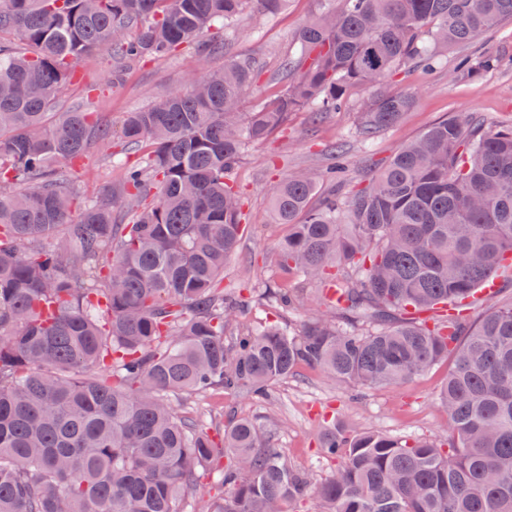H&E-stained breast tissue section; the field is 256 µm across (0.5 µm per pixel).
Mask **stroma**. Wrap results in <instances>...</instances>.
Here are the masks:
<instances>
[{
  "label": "stroma",
  "mask_w": 512,
  "mask_h": 512,
  "mask_svg": "<svg viewBox=\"0 0 512 512\" xmlns=\"http://www.w3.org/2000/svg\"><path fill=\"white\" fill-rule=\"evenodd\" d=\"M315 0H288L281 14L268 17L258 12L252 0L243 6L236 32L226 35L224 55L202 58L192 48L178 50L164 60L145 59L115 69L112 50L103 46L79 59L73 80L58 92L62 111L96 113L111 136L95 142L86 157L72 167L71 176L86 196L101 194L120 177L109 156L122 149L121 126L127 113L165 97L184 86L201 65L223 66L225 57H254L262 74L244 94L241 112L253 111L278 86L279 63L287 53L295 31L308 19ZM479 52L512 55V20L502 21L466 45L443 54L433 71L413 69L399 76V87L413 91L415 106L395 126L362 145L354 133L355 112L367 96L364 87L349 90L347 109L312 122L309 113H294L287 125L268 140L251 145L232 178L245 198V233L235 255L224 267L225 288L243 292L252 303L237 319V327L266 320L299 328L316 312L318 294L300 279H284L273 258L277 242L287 233L276 222L270 201L273 187L286 174L306 171L322 176L332 162L335 148H343L356 183L366 184L375 169L408 140L429 129L452 112H473L491 125L512 124V69L490 70L477 79L457 82L451 77L459 60ZM119 83H106L110 74ZM267 288H288L303 294L305 304L292 314L264 297ZM448 373L440 365L412 382L367 390L357 400L349 388L317 369L303 367L276 383L269 396L214 389L193 398L182 413L203 425H227L240 418L260 422L274 420L272 443L293 468L308 473L316 483L327 479L334 466L323 457L319 437L327 420L348 428H367L394 436L441 438L446 436L448 417L439 403V391Z\"/></svg>",
  "instance_id": "1"
}]
</instances>
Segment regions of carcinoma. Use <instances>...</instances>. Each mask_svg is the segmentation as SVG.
<instances>
[{
  "instance_id": "1",
  "label": "carcinoma",
  "mask_w": 512,
  "mask_h": 512,
  "mask_svg": "<svg viewBox=\"0 0 512 512\" xmlns=\"http://www.w3.org/2000/svg\"><path fill=\"white\" fill-rule=\"evenodd\" d=\"M316 2L275 94L243 119L259 61L202 71L201 89L127 113L122 138L142 161L87 199L69 166L108 131L93 112L49 121L73 63L101 43L129 63L196 39L208 58L224 51L208 35L235 31L244 0H0V512H188L205 471L222 488L206 512H512V297L483 293L512 269V125L453 112L342 195L338 161L316 206L315 177L284 176L276 263L324 311L295 332L265 322L224 339L244 307L224 294V264L244 231L231 175L248 145L294 112L345 109L355 85L369 90L365 143L415 104L397 74L512 19V0ZM500 63L466 56L453 78ZM448 360L446 441L333 427L321 448L337 463L319 484L270 444L273 425L211 433L179 411L213 387L263 396L301 366L360 393Z\"/></svg>"
}]
</instances>
